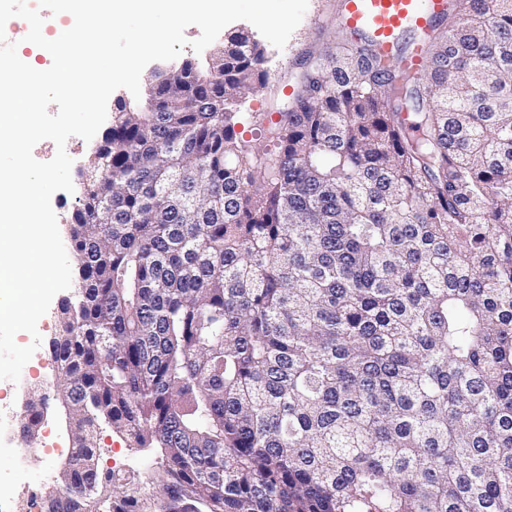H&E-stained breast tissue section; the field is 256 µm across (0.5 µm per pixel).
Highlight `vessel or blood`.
Instances as JSON below:
<instances>
[{"label":"vessel or blood","mask_w":512,"mask_h":512,"mask_svg":"<svg viewBox=\"0 0 512 512\" xmlns=\"http://www.w3.org/2000/svg\"><path fill=\"white\" fill-rule=\"evenodd\" d=\"M455 0H342L336 16L353 43H367L396 77L421 72L429 41Z\"/></svg>","instance_id":"b4317fda"}]
</instances>
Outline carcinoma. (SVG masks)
<instances>
[{
	"mask_svg": "<svg viewBox=\"0 0 512 512\" xmlns=\"http://www.w3.org/2000/svg\"><path fill=\"white\" fill-rule=\"evenodd\" d=\"M402 80L326 46L238 138L239 30L116 101L69 225L48 342L69 439L51 512H90L105 421L158 448L171 512H512V0H460ZM416 111L412 121L405 111Z\"/></svg>",
	"mask_w": 512,
	"mask_h": 512,
	"instance_id": "1",
	"label": "carcinoma"
}]
</instances>
